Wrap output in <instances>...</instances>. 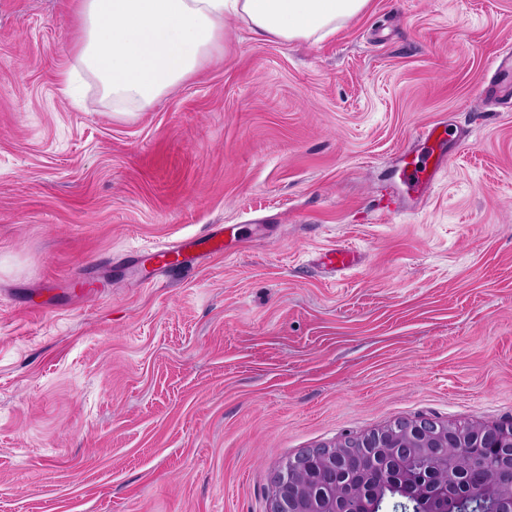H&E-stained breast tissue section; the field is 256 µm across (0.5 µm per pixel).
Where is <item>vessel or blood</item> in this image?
I'll use <instances>...</instances> for the list:
<instances>
[{"label": "vessel or blood", "instance_id": "obj_1", "mask_svg": "<svg viewBox=\"0 0 512 512\" xmlns=\"http://www.w3.org/2000/svg\"><path fill=\"white\" fill-rule=\"evenodd\" d=\"M427 146L423 161L403 162L399 170L401 186L384 194L386 214L404 212L409 203L421 202L432 194L439 171L446 164L443 147L447 142V128L444 123L434 122L419 134ZM233 229L224 224H214L206 233L191 234L174 242L142 249L137 261L151 263L150 274L142 281L143 286L161 285L162 278L169 272L190 269L204 261L229 254ZM319 262L332 271H346L357 264V254L349 248L330 247L320 253Z\"/></svg>", "mask_w": 512, "mask_h": 512}]
</instances>
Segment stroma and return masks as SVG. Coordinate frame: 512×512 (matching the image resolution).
Returning <instances> with one entry per match:
<instances>
[{
	"label": "stroma",
	"mask_w": 512,
	"mask_h": 512,
	"mask_svg": "<svg viewBox=\"0 0 512 512\" xmlns=\"http://www.w3.org/2000/svg\"><path fill=\"white\" fill-rule=\"evenodd\" d=\"M81 6L0 0V512H266L300 449L512 420V111L481 96L512 0H370L292 43L228 17L125 115L63 92ZM436 121L433 194L377 216ZM213 224L232 254L139 287L130 253ZM319 262L332 271H346L357 264V254L350 248L332 246L320 252Z\"/></svg>",
	"instance_id": "35a3bbf8"
}]
</instances>
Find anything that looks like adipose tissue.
Returning <instances> with one entry per match:
<instances>
[{
    "label": "adipose tissue",
    "mask_w": 512,
    "mask_h": 512,
    "mask_svg": "<svg viewBox=\"0 0 512 512\" xmlns=\"http://www.w3.org/2000/svg\"><path fill=\"white\" fill-rule=\"evenodd\" d=\"M368 0H83L78 71L102 98L151 106L193 74L224 39V18L246 19L265 40L320 39L362 13Z\"/></svg>",
    "instance_id": "ef3b65f1"
}]
</instances>
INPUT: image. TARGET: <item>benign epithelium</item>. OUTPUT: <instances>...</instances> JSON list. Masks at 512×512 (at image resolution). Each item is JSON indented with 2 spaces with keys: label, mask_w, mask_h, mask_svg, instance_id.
Masks as SVG:
<instances>
[{
  "label": "benign epithelium",
  "mask_w": 512,
  "mask_h": 512,
  "mask_svg": "<svg viewBox=\"0 0 512 512\" xmlns=\"http://www.w3.org/2000/svg\"><path fill=\"white\" fill-rule=\"evenodd\" d=\"M481 453L490 467L474 473ZM415 458L427 465L418 480L408 468ZM379 501L417 502L419 512H512V423L419 416L304 448L274 477L266 512H378Z\"/></svg>",
  "instance_id": "1"
}]
</instances>
